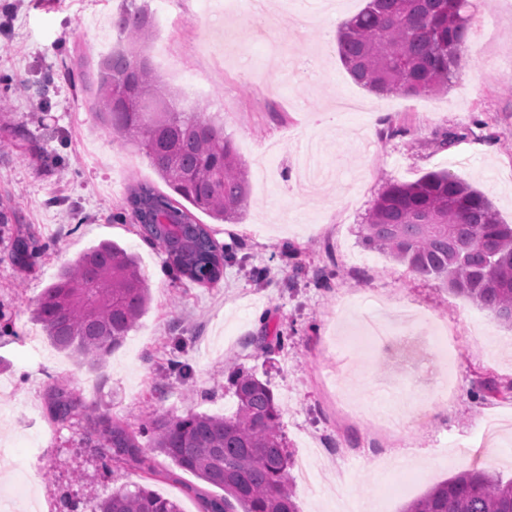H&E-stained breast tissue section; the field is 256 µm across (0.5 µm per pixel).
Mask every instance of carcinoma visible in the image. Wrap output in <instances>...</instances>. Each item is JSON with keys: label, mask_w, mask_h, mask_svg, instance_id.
I'll return each instance as SVG.
<instances>
[{"label": "carcinoma", "mask_w": 512, "mask_h": 512, "mask_svg": "<svg viewBox=\"0 0 512 512\" xmlns=\"http://www.w3.org/2000/svg\"><path fill=\"white\" fill-rule=\"evenodd\" d=\"M115 21L127 46L103 57L91 113L112 134L137 146L173 193L213 219L235 224L249 193L245 171L224 132L200 112H178L159 95L140 46L152 23L134 0ZM468 0H367L336 37L352 80L376 94L433 95L448 90L468 58ZM125 87L143 111H124ZM124 211L144 241L166 254L180 278L216 287L233 255L210 228L177 200L146 184L133 185ZM365 246L384 250L408 271L442 281L512 325V225L503 224L480 190L449 171L427 172L411 183H391L361 227ZM39 237L13 240L11 261L29 266ZM149 288L135 254L103 241L63 266L34 310L51 343L91 369L105 363L149 305ZM230 385L231 416L154 415L153 448L177 467L224 491L201 501L200 512H298L289 478L281 410L270 388L250 374ZM85 406L66 387H54L50 418L73 426ZM98 437L86 438L105 464L139 456L136 436L110 416H98ZM94 512H180L178 503L144 486L112 492ZM405 512H512V478L465 470L413 500Z\"/></svg>", "instance_id": "obj_1"}]
</instances>
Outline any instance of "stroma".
<instances>
[{"label": "stroma", "mask_w": 512, "mask_h": 512, "mask_svg": "<svg viewBox=\"0 0 512 512\" xmlns=\"http://www.w3.org/2000/svg\"><path fill=\"white\" fill-rule=\"evenodd\" d=\"M123 0H0V127L24 126V139L0 143V447L17 452L28 479L0 471V492L15 512H93L123 485L139 484L200 512L218 488L177 468L152 447V414L232 415L233 373L271 388L292 459L317 453L310 485L296 484L299 512H336L337 499L367 501L376 512H404L434 485L467 469L512 478V398L476 397L483 381H512V328L441 281L365 247L360 228L378 194L448 170L482 191L512 224V0H475L468 9L469 64L449 90L432 96L379 95L352 81L336 51L343 21L366 0H295L276 9L273 26L235 17L232 44L215 41L222 20L203 0H167L175 20L169 47L183 77L158 69L159 86L181 111L201 112L222 128L246 171L249 204L238 223L196 212L232 251L217 287L176 280L160 250L145 244L120 212L128 187L165 183L135 146L111 137L92 117L90 85L101 61L100 36ZM319 18L300 30V11ZM205 95H191L193 85ZM402 127L394 138L387 126ZM467 137L441 148L436 132ZM35 228L42 249L17 272L8 260L17 231ZM110 240L136 253L151 304L102 368L92 370L51 344L33 317L43 290L65 264ZM381 302L386 327L418 313L415 332L437 323L457 331L447 362L456 395L437 398L400 365L350 347L361 301ZM277 324L280 349L257 341ZM41 354H32L30 340ZM185 374L169 371L171 359ZM336 375L334 397L318 387ZM73 388L96 413L137 435L144 465L101 466L79 429L54 423L50 385ZM354 413L336 425V402ZM398 411L394 438L375 433L382 409Z\"/></svg>", "instance_id": "35a3bbf8"}]
</instances>
